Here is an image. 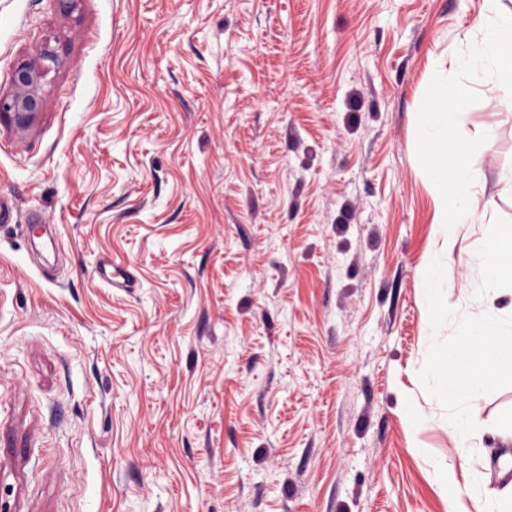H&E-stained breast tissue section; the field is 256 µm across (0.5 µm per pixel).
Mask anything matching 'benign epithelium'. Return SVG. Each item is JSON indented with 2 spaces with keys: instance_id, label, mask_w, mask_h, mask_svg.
Masks as SVG:
<instances>
[{
  "instance_id": "1",
  "label": "benign epithelium",
  "mask_w": 512,
  "mask_h": 512,
  "mask_svg": "<svg viewBox=\"0 0 512 512\" xmlns=\"http://www.w3.org/2000/svg\"><path fill=\"white\" fill-rule=\"evenodd\" d=\"M62 64L61 56L48 47L41 50L38 59L21 64L13 76V92L0 95V113L13 112L18 119L23 120L39 111L42 80L51 69H58Z\"/></svg>"
}]
</instances>
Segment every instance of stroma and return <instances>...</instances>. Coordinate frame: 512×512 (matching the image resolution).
I'll return each mask as SVG.
<instances>
[{"instance_id": "1", "label": "stroma", "mask_w": 512, "mask_h": 512, "mask_svg": "<svg viewBox=\"0 0 512 512\" xmlns=\"http://www.w3.org/2000/svg\"><path fill=\"white\" fill-rule=\"evenodd\" d=\"M480 6L0 0V94L44 47L64 61L28 135L0 127V512H448L444 461L512 495L489 475L512 341L424 302L448 253L424 133ZM467 126L492 135L456 244L476 251L512 227V112ZM436 285L475 301L459 262ZM425 364L457 397L483 384L477 447ZM431 291L433 293L430 296L429 304L432 313L439 318H444L446 320L448 318V329L451 330L453 335L461 336L466 333L470 323V318L467 312L461 309L448 311L435 294L436 289L431 288Z\"/></svg>"}]
</instances>
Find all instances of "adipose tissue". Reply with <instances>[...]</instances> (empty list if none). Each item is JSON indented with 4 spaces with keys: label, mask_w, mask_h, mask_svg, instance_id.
Segmentation results:
<instances>
[{
    "label": "adipose tissue",
    "mask_w": 512,
    "mask_h": 512,
    "mask_svg": "<svg viewBox=\"0 0 512 512\" xmlns=\"http://www.w3.org/2000/svg\"><path fill=\"white\" fill-rule=\"evenodd\" d=\"M456 70L461 76L453 90L457 110L438 122L442 135L434 140L440 164L454 163L460 172L459 177L435 185L439 234L452 244L463 225L479 219L473 201L490 150L485 132L465 127L469 112L485 103L477 86L491 87L496 104L512 108V8L503 0H483L478 18L465 34ZM459 261L470 272L483 312L495 318L497 335L512 337V235L496 232L484 250L460 254ZM428 381L446 406L444 417L459 447H473L478 436L474 398L452 400L439 378L432 375Z\"/></svg>",
    "instance_id": "1"
}]
</instances>
